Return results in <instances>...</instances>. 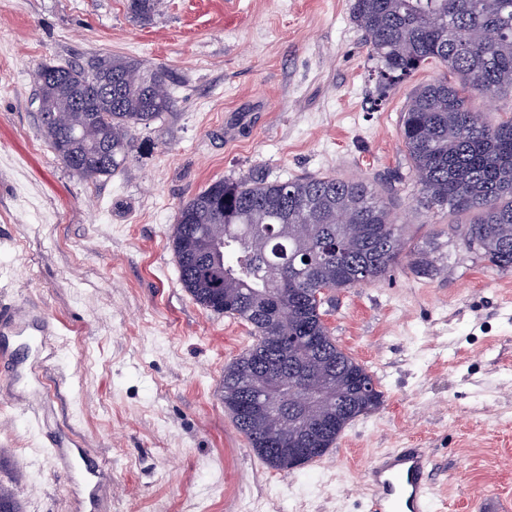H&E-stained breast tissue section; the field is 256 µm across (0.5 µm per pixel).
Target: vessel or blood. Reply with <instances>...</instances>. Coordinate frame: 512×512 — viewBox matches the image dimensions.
<instances>
[{"mask_svg":"<svg viewBox=\"0 0 512 512\" xmlns=\"http://www.w3.org/2000/svg\"><path fill=\"white\" fill-rule=\"evenodd\" d=\"M431 471L432 459L422 449L385 453L367 470V512H432Z\"/></svg>","mask_w":512,"mask_h":512,"instance_id":"vessel-or-blood-1","label":"vessel or blood"}]
</instances>
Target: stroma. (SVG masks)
I'll list each match as a JSON object with an SVG mask.
<instances>
[{
    "mask_svg": "<svg viewBox=\"0 0 512 512\" xmlns=\"http://www.w3.org/2000/svg\"><path fill=\"white\" fill-rule=\"evenodd\" d=\"M352 0H0V315L53 320L46 343L0 326V485L23 512H364V469L392 448L435 462L436 512H512V272L490 270L428 207L400 113L442 77L379 92ZM126 56L172 74L174 107L134 133L124 168L85 180L44 141L33 75ZM359 178L446 275L396 266L337 294L326 323L383 393L320 459L266 466L224 407V367L250 327L183 288L179 206L224 178ZM86 448L98 486L56 448Z\"/></svg>",
    "mask_w": 512,
    "mask_h": 512,
    "instance_id": "35a3bbf8",
    "label": "stroma"
}]
</instances>
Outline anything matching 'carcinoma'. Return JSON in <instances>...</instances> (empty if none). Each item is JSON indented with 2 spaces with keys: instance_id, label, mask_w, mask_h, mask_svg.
I'll return each instance as SVG.
<instances>
[{
  "instance_id": "cac0c4a2",
  "label": "carcinoma",
  "mask_w": 512,
  "mask_h": 512,
  "mask_svg": "<svg viewBox=\"0 0 512 512\" xmlns=\"http://www.w3.org/2000/svg\"><path fill=\"white\" fill-rule=\"evenodd\" d=\"M157 4L127 0V9L146 21ZM351 14L381 89L432 63L456 78L413 92L400 114L405 155L424 202L476 215L461 233L465 250L512 271V120L491 125L468 103L472 94L512 91V0H353ZM34 82L45 140L85 179L121 169L135 129L174 105L168 70L128 57L43 65ZM172 248L197 304L252 327L251 348L224 367V407L257 456L283 472L298 467L288 449L323 445L324 456L350 422L383 404L373 375L331 336L325 306L403 261L420 277L448 269L437 246H407L373 184L337 176L217 180L179 207ZM305 384L320 390L314 413H291L286 423L237 415L263 390ZM0 512H21L2 485Z\"/></svg>"
}]
</instances>
